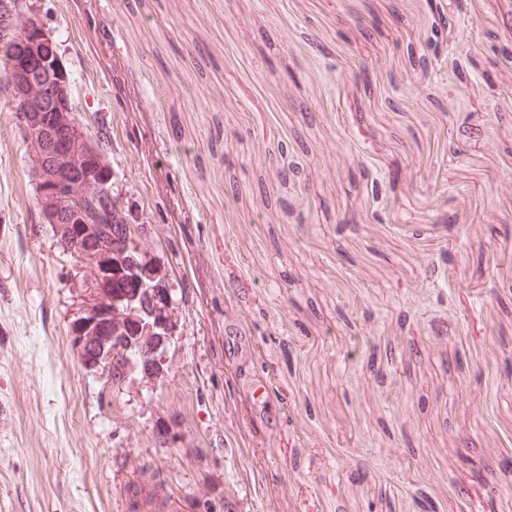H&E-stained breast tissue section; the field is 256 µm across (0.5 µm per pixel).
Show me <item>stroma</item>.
I'll return each mask as SVG.
<instances>
[{"label": "stroma", "instance_id": "stroma-1", "mask_svg": "<svg viewBox=\"0 0 512 512\" xmlns=\"http://www.w3.org/2000/svg\"><path fill=\"white\" fill-rule=\"evenodd\" d=\"M446 54L411 66L426 3ZM73 110L171 269L164 375L84 369L91 270L0 96V512H512V42L474 0H37ZM233 135L213 141L215 131ZM296 143L307 189L282 183ZM303 196V221L281 201ZM439 269L436 277L428 267ZM158 469L152 463H144L137 479V493L143 492L142 507L150 509V512H163L161 510L165 501L163 484L157 481Z\"/></svg>", "mask_w": 512, "mask_h": 512}]
</instances>
